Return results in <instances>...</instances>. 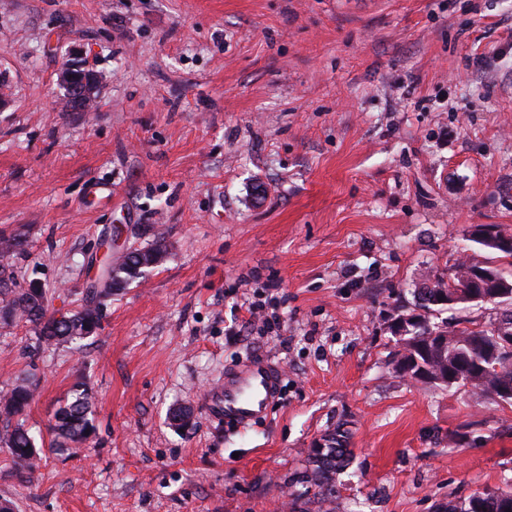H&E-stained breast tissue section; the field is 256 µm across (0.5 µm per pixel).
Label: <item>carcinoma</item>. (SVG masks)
I'll return each instance as SVG.
<instances>
[{
  "instance_id": "carcinoma-1",
  "label": "carcinoma",
  "mask_w": 512,
  "mask_h": 512,
  "mask_svg": "<svg viewBox=\"0 0 512 512\" xmlns=\"http://www.w3.org/2000/svg\"><path fill=\"white\" fill-rule=\"evenodd\" d=\"M0 248L17 256L25 251V241L19 234L3 237L0 238ZM160 250L162 247L159 245L131 250L119 265L106 272L88 289L89 303L65 313L49 311L47 292L43 288L35 291L31 287H11L10 276L7 274L10 265L0 264V322L10 324L19 318L33 326L36 340L40 344L69 343L79 347L89 338L91 326H101V299L143 277L149 267L141 265V260ZM470 267L469 262L456 264L448 275L434 276L435 286L450 293H468L465 279ZM447 333L448 341L444 348L448 349V373L454 375L448 386L467 387L487 400H496L497 386L512 382V356L499 355L490 362L486 360V351L491 345L490 328L455 326L447 330ZM440 348L428 341L425 332L421 331L401 358L407 360L414 356L422 365L428 366L431 379L426 385L438 387L440 383L436 381V376L442 368L435 362V356ZM33 400V389L26 380L21 379L0 397V416L7 421L21 417ZM50 431L53 435L50 451L60 455L79 451L94 433L92 405L84 382H75L70 396L56 410ZM347 439L345 431L328 433L324 437L325 448L312 453L309 458L311 468L307 472V483L318 488L317 502L322 505L333 504L336 494L335 475L350 463ZM0 443L8 448L12 465L27 473L34 469L41 449L37 448L35 439L23 424H17L10 434L0 438ZM446 512H512V484L505 487L486 486L467 497L450 501Z\"/></svg>"
}]
</instances>
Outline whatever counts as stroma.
Instances as JSON below:
<instances>
[{
  "label": "stroma",
  "mask_w": 512,
  "mask_h": 512,
  "mask_svg": "<svg viewBox=\"0 0 512 512\" xmlns=\"http://www.w3.org/2000/svg\"><path fill=\"white\" fill-rule=\"evenodd\" d=\"M66 66L102 76L91 109L67 110ZM0 85L18 287L75 309L104 257L166 247L83 350L0 324V392L30 379L43 450L22 476L0 446L16 512H317L302 477L339 425L333 512L512 484V404L397 376L388 329L456 261L512 272L471 237L512 235V0H0ZM252 301L279 331L249 325ZM253 356L284 376L242 431L201 397ZM79 378L95 433L65 458L49 424Z\"/></svg>",
  "instance_id": "obj_1"
}]
</instances>
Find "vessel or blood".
Masks as SVG:
<instances>
[{"label":"vessel or blood","mask_w":512,"mask_h":512,"mask_svg":"<svg viewBox=\"0 0 512 512\" xmlns=\"http://www.w3.org/2000/svg\"><path fill=\"white\" fill-rule=\"evenodd\" d=\"M282 370L269 359L254 357L224 372V382L203 396L206 411L245 428L265 418L278 400Z\"/></svg>","instance_id":"1"}]
</instances>
